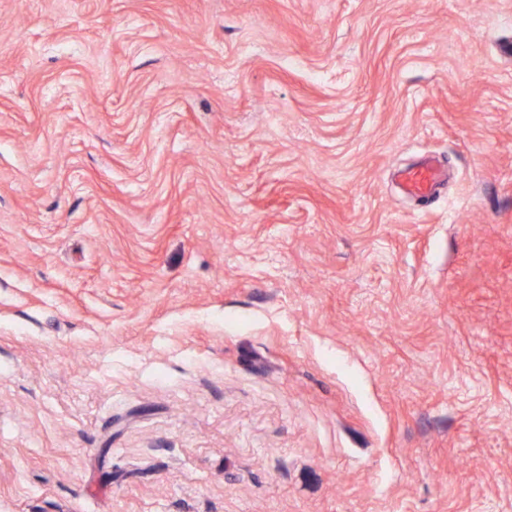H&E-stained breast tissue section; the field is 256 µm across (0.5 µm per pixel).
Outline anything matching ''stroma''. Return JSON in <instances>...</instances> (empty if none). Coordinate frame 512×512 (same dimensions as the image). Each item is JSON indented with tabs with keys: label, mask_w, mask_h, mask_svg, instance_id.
<instances>
[{
	"label": "stroma",
	"mask_w": 512,
	"mask_h": 512,
	"mask_svg": "<svg viewBox=\"0 0 512 512\" xmlns=\"http://www.w3.org/2000/svg\"><path fill=\"white\" fill-rule=\"evenodd\" d=\"M0 512H512V0H0ZM443 178L440 166L432 160L405 169L400 174L403 192L410 197H428L439 185Z\"/></svg>",
	"instance_id": "1"
}]
</instances>
